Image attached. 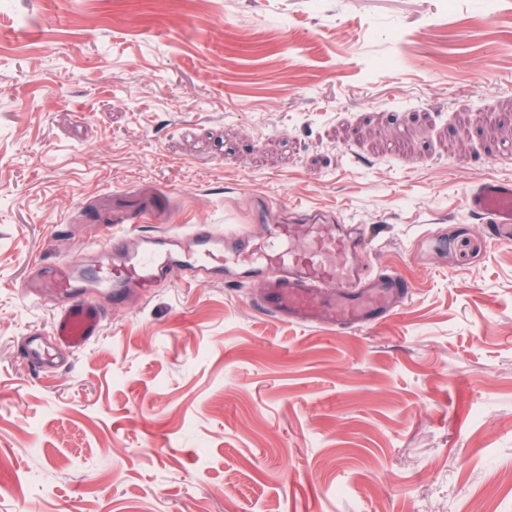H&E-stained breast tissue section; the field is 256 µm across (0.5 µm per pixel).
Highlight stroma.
<instances>
[{"mask_svg": "<svg viewBox=\"0 0 512 512\" xmlns=\"http://www.w3.org/2000/svg\"><path fill=\"white\" fill-rule=\"evenodd\" d=\"M512 0H0V512H512ZM360 224L361 330L171 283L54 372L32 262L132 229ZM465 203L483 224L494 228V241L500 244L512 243L511 180H479L468 190Z\"/></svg>", "mask_w": 512, "mask_h": 512, "instance_id": "obj_1", "label": "stroma"}]
</instances>
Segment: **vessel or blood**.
<instances>
[{
  "label": "vessel or blood",
  "instance_id": "obj_1",
  "mask_svg": "<svg viewBox=\"0 0 512 512\" xmlns=\"http://www.w3.org/2000/svg\"><path fill=\"white\" fill-rule=\"evenodd\" d=\"M467 208L512 243V181L482 179L468 190ZM359 226L316 221L255 224L221 232L194 224L184 233L132 232L122 240L93 245L100 259L63 258L44 274L32 275L21 292L57 304L45 337H27L24 356L39 370L57 368L54 350L79 352L97 340L107 309H120L159 283L222 282L257 289L262 315L299 326L359 328L386 320L410 296L405 277L368 270L357 260ZM106 290L102 308L95 290Z\"/></svg>",
  "mask_w": 512,
  "mask_h": 512
}]
</instances>
